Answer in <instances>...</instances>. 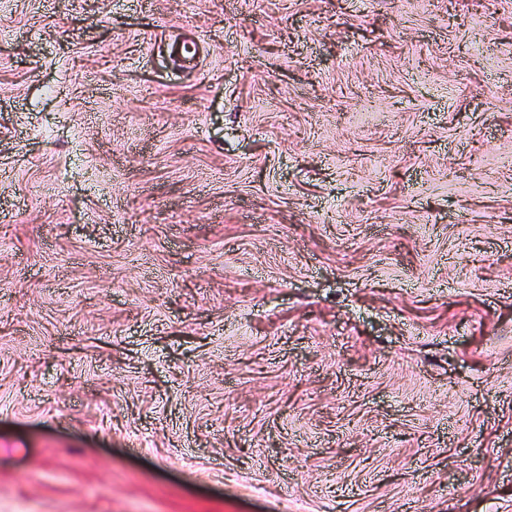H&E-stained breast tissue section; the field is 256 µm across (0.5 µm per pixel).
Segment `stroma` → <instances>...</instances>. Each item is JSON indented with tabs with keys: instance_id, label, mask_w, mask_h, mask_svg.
Returning a JSON list of instances; mask_svg holds the SVG:
<instances>
[{
	"instance_id": "obj_1",
	"label": "stroma",
	"mask_w": 512,
	"mask_h": 512,
	"mask_svg": "<svg viewBox=\"0 0 512 512\" xmlns=\"http://www.w3.org/2000/svg\"><path fill=\"white\" fill-rule=\"evenodd\" d=\"M506 156L512 0H0V512H512Z\"/></svg>"
}]
</instances>
